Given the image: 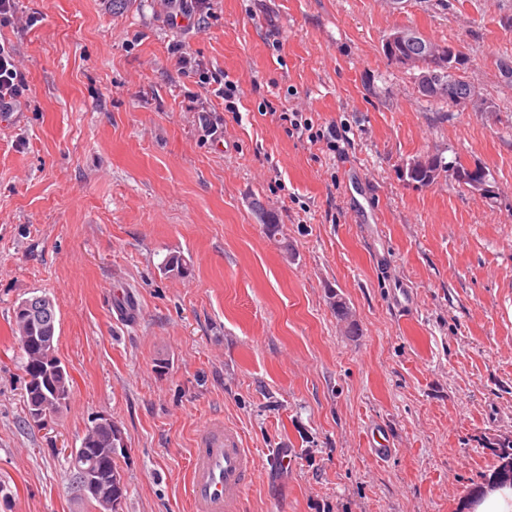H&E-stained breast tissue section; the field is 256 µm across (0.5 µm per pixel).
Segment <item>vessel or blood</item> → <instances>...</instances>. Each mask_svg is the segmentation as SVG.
Returning a JSON list of instances; mask_svg holds the SVG:
<instances>
[{
	"label": "vessel or blood",
	"instance_id": "b4317fda",
	"mask_svg": "<svg viewBox=\"0 0 512 512\" xmlns=\"http://www.w3.org/2000/svg\"><path fill=\"white\" fill-rule=\"evenodd\" d=\"M255 469L248 449L223 425H209L193 451L190 496L195 512H238L239 497Z\"/></svg>",
	"mask_w": 512,
	"mask_h": 512
}]
</instances>
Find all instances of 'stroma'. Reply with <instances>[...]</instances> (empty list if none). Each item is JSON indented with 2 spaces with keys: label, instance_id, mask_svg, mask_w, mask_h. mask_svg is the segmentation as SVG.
Wrapping results in <instances>:
<instances>
[{
  "label": "stroma",
  "instance_id": "obj_1",
  "mask_svg": "<svg viewBox=\"0 0 512 512\" xmlns=\"http://www.w3.org/2000/svg\"><path fill=\"white\" fill-rule=\"evenodd\" d=\"M447 2L212 0L203 28L173 29L158 0H19L45 20L0 27L30 85L0 123V512H98L68 451L101 416L124 438L122 512H194L216 422L255 458L241 512H471L512 436V0ZM405 25L463 45L492 111L429 104L382 52ZM176 40L238 86L223 143L189 109ZM294 109L339 151L288 136ZM428 155L491 195L451 171L410 182ZM35 295L73 378L42 425L11 332ZM413 163V166H411L410 163V167H407L408 170L406 176L409 181L416 182L421 185H429L435 181L443 169L445 170L452 167L454 173L456 172L457 180L459 183L472 186L471 188L477 191L486 192L487 190L484 183H487L486 173L477 169L476 171L481 173V176L485 181L478 177L472 181L470 185L469 179L471 178L472 174L468 168L462 164L461 161L454 162V165H448L449 163L443 162L441 158L432 156L427 157L424 161L417 160Z\"/></svg>",
  "mask_w": 512,
  "mask_h": 512
}]
</instances>
